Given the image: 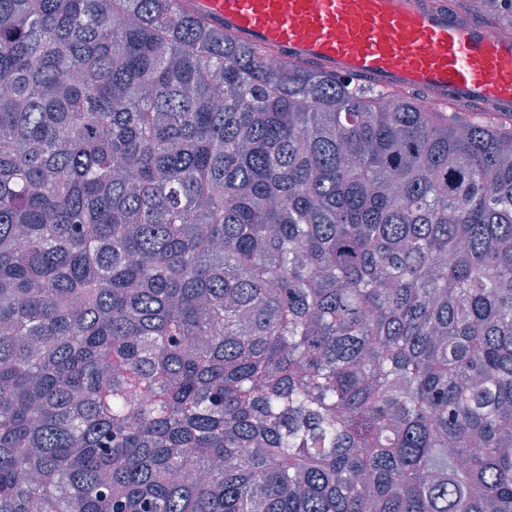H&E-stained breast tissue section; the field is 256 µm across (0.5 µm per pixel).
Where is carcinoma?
<instances>
[{
  "label": "carcinoma",
  "instance_id": "1",
  "mask_svg": "<svg viewBox=\"0 0 512 512\" xmlns=\"http://www.w3.org/2000/svg\"><path fill=\"white\" fill-rule=\"evenodd\" d=\"M185 2L0 0V512H512V112Z\"/></svg>",
  "mask_w": 512,
  "mask_h": 512
}]
</instances>
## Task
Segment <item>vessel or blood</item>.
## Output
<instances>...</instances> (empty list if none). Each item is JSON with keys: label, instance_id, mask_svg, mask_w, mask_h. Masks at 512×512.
<instances>
[{"label": "vessel or blood", "instance_id": "obj_1", "mask_svg": "<svg viewBox=\"0 0 512 512\" xmlns=\"http://www.w3.org/2000/svg\"><path fill=\"white\" fill-rule=\"evenodd\" d=\"M238 41L348 79L512 110V38L446 0H190Z\"/></svg>", "mask_w": 512, "mask_h": 512}]
</instances>
